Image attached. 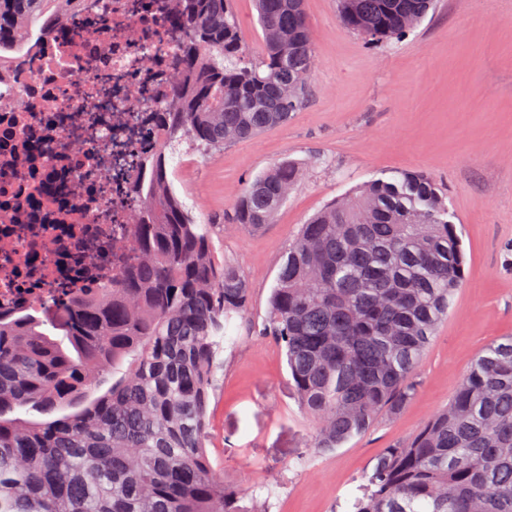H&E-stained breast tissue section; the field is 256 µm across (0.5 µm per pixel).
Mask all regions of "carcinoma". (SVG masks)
Here are the masks:
<instances>
[{"label": "carcinoma", "instance_id": "carcinoma-1", "mask_svg": "<svg viewBox=\"0 0 512 512\" xmlns=\"http://www.w3.org/2000/svg\"><path fill=\"white\" fill-rule=\"evenodd\" d=\"M81 2L0 0V67L33 36L59 34ZM256 2L264 53L249 63L231 0H180L171 94L151 112L158 144L128 215L135 261L88 293L0 318V512H270L268 500L246 504L225 486L206 453L216 357L249 288L169 179L181 147L222 149L305 101L315 53L303 0ZM433 8L336 0L339 23L371 46L409 35ZM300 176L284 161L256 177L234 222L272 223ZM447 215L432 178L398 172L327 204L288 250L260 335L285 348L317 452L412 399L465 280ZM365 480L356 512H512V337L487 344L448 406Z\"/></svg>", "mask_w": 512, "mask_h": 512}]
</instances>
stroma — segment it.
<instances>
[{
    "label": "stroma",
    "mask_w": 512,
    "mask_h": 512,
    "mask_svg": "<svg viewBox=\"0 0 512 512\" xmlns=\"http://www.w3.org/2000/svg\"><path fill=\"white\" fill-rule=\"evenodd\" d=\"M315 67L306 105L224 150L176 158L170 178L218 256L249 288L217 357L207 454L225 484L271 512H353L366 473L448 405L476 354L512 336V0H437L406 38L368 46L342 27L336 0H305ZM293 160L303 173L274 223L233 224L246 185ZM440 185L466 257V282L393 417L328 454L313 452L284 349L259 331L279 267L302 224L333 199L395 172Z\"/></svg>",
    "instance_id": "obj_1"
}]
</instances>
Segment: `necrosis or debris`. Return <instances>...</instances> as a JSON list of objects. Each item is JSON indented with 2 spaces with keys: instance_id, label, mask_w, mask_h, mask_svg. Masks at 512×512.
Instances as JSON below:
<instances>
[{
  "instance_id": "obj_1",
  "label": "necrosis or debris",
  "mask_w": 512,
  "mask_h": 512,
  "mask_svg": "<svg viewBox=\"0 0 512 512\" xmlns=\"http://www.w3.org/2000/svg\"><path fill=\"white\" fill-rule=\"evenodd\" d=\"M177 0H83L64 37L30 40L0 81V314L66 279L85 292L125 253L128 185L159 133Z\"/></svg>"
}]
</instances>
